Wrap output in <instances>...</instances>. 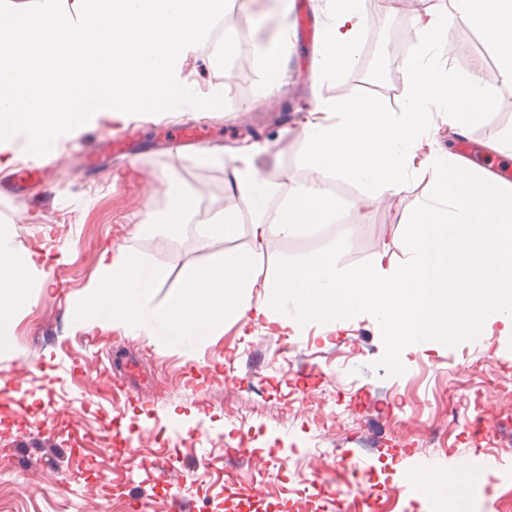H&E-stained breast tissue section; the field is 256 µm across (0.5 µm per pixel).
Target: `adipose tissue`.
Segmentation results:
<instances>
[{"label": "adipose tissue", "instance_id": "ef3b65f1", "mask_svg": "<svg viewBox=\"0 0 512 512\" xmlns=\"http://www.w3.org/2000/svg\"><path fill=\"white\" fill-rule=\"evenodd\" d=\"M330 22L315 54V82L335 77L353 61L362 36L359 0H327ZM483 31L498 61L497 75L512 81V0H443L418 13L412 26L415 52L406 71L412 94L403 112L381 111L366 101L316 97L302 130L307 146L305 183L280 210L276 223L257 219L252 245L224 253L214 264L187 271L184 288L159 312L144 296L163 280L165 267L137 252L104 249L86 295L73 309L74 331L144 326L148 335L172 342L220 336L229 322H269L297 335L311 321L346 330L354 315L379 319L395 360H406L419 335L436 339L480 335L512 336V188L485 190L488 172L458 183L449 180L455 160L438 154L431 133V110L459 132L479 113L493 109L483 78L461 79L447 68L444 49L452 19ZM479 111H472V101ZM253 148L234 157V188L264 199L272 180L252 164ZM427 179L431 190L409 217L408 257L394 262L388 250L368 265L339 267L335 252L302 264H283L275 275L258 266L269 234L288 238L307 224L331 223L335 204L323 184L332 176L361 184L358 201L368 208L384 196L410 188L413 176ZM42 287L45 276L33 250L18 243L0 225V349L12 334L9 307L19 298V283Z\"/></svg>", "mask_w": 512, "mask_h": 512}]
</instances>
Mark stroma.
I'll list each match as a JSON object with an SVG mask.
<instances>
[{
  "label": "stroma",
  "mask_w": 512,
  "mask_h": 512,
  "mask_svg": "<svg viewBox=\"0 0 512 512\" xmlns=\"http://www.w3.org/2000/svg\"><path fill=\"white\" fill-rule=\"evenodd\" d=\"M362 13L353 63L317 86L306 74L328 22L325 0H294L285 14L273 11L271 0H229L221 23L250 63L230 66L232 94L223 111L122 120L102 112L81 132L62 136L40 185L10 189L28 154L0 170V225L39 250L48 275L44 288H25L12 308L10 348L0 351V512H59L64 502L69 512H166L176 495L196 512H336L331 492L355 480L374 494L377 512H448L447 495L402 490V472L445 477L466 468L481 478L466 485L458 512H512V336L422 339L409 362L396 366L388 336L367 316L347 330L313 322L295 336L259 326L242 336L232 326L194 343L137 327L107 334L72 328L74 303L104 247L137 251L168 269L148 291L153 309L182 288L188 269L250 248L254 203L228 188L241 141L257 144L255 168L278 180L267 202L274 210L306 177L299 133L315 95L371 99L389 112L406 106L409 86L391 97L380 89L404 72L414 51L390 37L410 28L414 6L405 0L387 13L363 0ZM284 27L291 38L280 52L283 93L251 109L265 90L260 52ZM448 34L456 46L449 69L460 77L483 73L494 56L489 41L462 21ZM368 67L378 73L377 88L364 85ZM488 91L498 110L468 130L486 146L512 134V112L500 110L512 101V83ZM197 123L206 145L176 146V132ZM116 135L127 141L122 162L102 155L104 174L84 177L87 156ZM336 189V233L319 243L306 230L270 235L264 271L332 249L347 269L369 264L384 248L406 258L403 220L426 182L413 180L408 192L383 198L368 213L351 206L360 185L340 178ZM185 190L205 195L210 214L235 212L236 234L210 240L192 224L173 231L150 222L171 193ZM130 358L148 380L119 394L86 371L104 362L119 374ZM463 407L493 419L495 435L460 425L454 414ZM337 420L351 431L338 450L328 442ZM341 451L370 472L353 478L336 463ZM167 458L173 470L163 482L158 468ZM315 467L317 488L301 485L299 475Z\"/></svg>",
  "instance_id": "1"
}]
</instances>
